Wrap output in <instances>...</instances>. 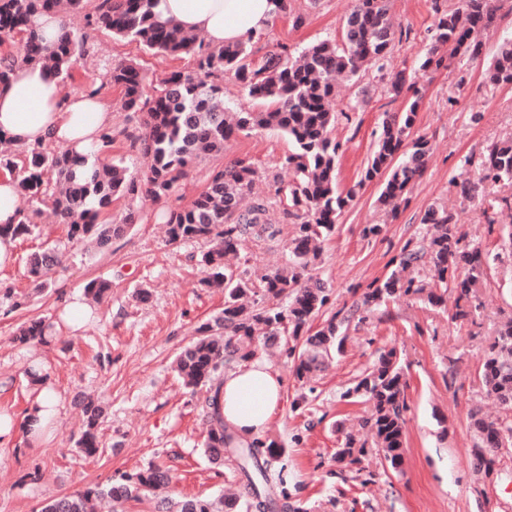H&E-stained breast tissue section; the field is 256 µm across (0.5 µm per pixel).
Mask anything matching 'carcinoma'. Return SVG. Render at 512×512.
<instances>
[{
  "mask_svg": "<svg viewBox=\"0 0 512 512\" xmlns=\"http://www.w3.org/2000/svg\"><path fill=\"white\" fill-rule=\"evenodd\" d=\"M60 0H0V44L19 38L14 53L0 55V83L19 64L41 63L64 79L78 59L86 54V41L64 27L51 46L42 44L37 16L59 9ZM88 0H67L66 9L85 12L90 28H104L129 38L145 50L172 56L197 58L195 74L173 71L160 79L154 94L144 93L140 68L120 63L107 71L109 84L120 90L121 106L141 114L140 133L133 145L152 158L149 173L138 177L122 158L99 161L112 147V130L102 131L94 161L68 150H55L37 143L16 155L0 157V169L18 183L20 194L32 204L51 202L66 231L67 242L91 240L103 251L142 219L139 202L151 200L166 205L181 181L197 164L224 152V142L236 133L255 129L279 132L293 149L283 165L293 171L288 186L277 182L268 192L243 208L241 198L251 191L259 171L250 157H240L215 169L202 190L185 206L167 213V237L171 244L204 241L208 250L200 262L207 269L204 285L224 290V307L200 325L197 336L176 357V372L187 388H207V431L204 455L215 465L231 456L237 463L238 481L244 493L218 499L189 498L157 504L156 512H301L288 504L284 488L283 448L274 439L257 440L238 448L224 426L217 404L224 370L247 361L270 343H279L300 381L342 355L349 324L361 310L401 297H419L434 306L443 305L448 292L455 301H468L483 287L488 262L481 250L460 247V237L446 209H427L420 223L427 231L408 240L390 262L391 271L375 280L360 300L336 311L318 328L312 325L328 305L331 288L316 272L321 243L336 229L337 217L351 204L364 182L383 178L378 203L398 211L412 186L422 178L429 153L424 137L408 141L427 87L414 76L400 73L391 86L396 97L405 99L399 112H385L375 146L361 181L349 188L337 184L336 168L342 144L333 137L337 121L330 111L338 76L355 78L364 65L382 71L391 60L395 33L389 18V0H356L345 20L341 42L320 40L298 49L278 42L261 57H255L262 35L235 45L213 47L193 36L173 20H162L153 11L154 0H97L86 11ZM500 0H462L454 10L437 13L429 48L420 66L434 72L459 54L475 57L481 49V33L496 19ZM232 74L248 95L263 109L235 110L224 103V74ZM489 80L512 85V42L503 44L488 70ZM492 182L512 185V138L487 149L477 181L459 185L470 196L477 186ZM116 199L125 200L119 221L101 224L100 215ZM273 204L294 219L292 237L285 244L288 260L282 267L251 272L226 261L246 239L277 242L281 230L269 223ZM38 210H19L18 223L1 224L0 234L28 236L36 229ZM62 265L60 244L49 243L28 260V274L37 291L51 287L52 274ZM112 288L105 279L87 283V296L100 302ZM53 326L32 319L16 332L21 343H45ZM479 376L486 397L500 414L489 419L470 414L477 470L488 475L503 448L512 447V318L501 322L484 350ZM404 367L393 349L381 352L372 367L351 388L347 399L371 404L360 428L374 438L383 462V473L399 472L406 443V391ZM103 408L92 401L84 405V429L76 442L87 456L97 454V436ZM365 452L352 434L344 436L335 458L356 464ZM171 469L164 464L124 473L104 485L62 494L45 502L38 512H94L96 502L112 503V512H123L124 504L170 486Z\"/></svg>",
  "mask_w": 512,
  "mask_h": 512,
  "instance_id": "obj_1",
  "label": "carcinoma"
}]
</instances>
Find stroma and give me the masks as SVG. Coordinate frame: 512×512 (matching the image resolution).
<instances>
[{
    "label": "stroma",
    "instance_id": "obj_1",
    "mask_svg": "<svg viewBox=\"0 0 512 512\" xmlns=\"http://www.w3.org/2000/svg\"><path fill=\"white\" fill-rule=\"evenodd\" d=\"M292 5L303 15V25L293 26L286 17L274 20L259 43L261 49L279 42L302 48L319 40H340L355 0H293ZM458 5L459 0H390L396 39L384 76L369 71L358 82L336 81L332 110L340 118L333 134L343 145L338 181L344 187L358 186L359 192L338 217L319 260V272L332 287L328 312L350 305L357 291L385 275L389 260L405 242L425 233L420 218L430 206L452 214L462 244L486 251H496L504 228L512 227V210L499 213L495 224L486 222L480 196L491 193L490 184H483L477 196L460 195L455 188L458 182L476 180L487 148L512 136V85H498L487 77L498 48L512 41V0H502L493 25L483 32L481 55L456 57L433 74L412 129L413 136L429 142L427 169L411 188L408 205L390 217L376 202L381 180L360 181L382 114L403 106L402 99L389 94L390 83L401 70L420 75L437 11ZM69 26L85 36L89 53L62 83L63 93L80 95L90 82L102 83L99 98L108 107L115 136L111 153L125 157L131 170L146 172L149 158L128 140L139 128L140 116L120 107L118 90L105 83L104 67L137 62L149 93L164 74L196 72L195 57L152 54L134 41L87 27L80 14L70 17ZM291 149L288 138L274 131L232 137L223 155L202 161L176 189L167 208L186 205L213 169L241 156L260 167L256 190L273 181L288 184L293 173L281 160ZM165 210L143 202L142 223L114 239L108 250L67 243L52 289L36 294L26 276L28 255L65 237L62 225L41 215L35 233L18 239L13 266L0 270V412L22 415L31 400L24 372L36 358L63 404L40 444H26L19 435L0 446V512H36L46 500L153 462L174 468L169 494L176 500L215 497L234 483V461L217 468L202 454L204 391L185 388L173 369L177 352L223 307L224 294L202 283L203 242L167 243ZM369 224L381 225V233L363 237L361 230ZM94 279L111 281L112 292L94 317L72 328L60 316L62 303L83 295ZM139 288L148 289V302L135 299ZM476 300L481 309L473 322L455 319L454 300L435 307L404 298L362 323H351L344 355L295 412L290 403L304 395L303 389L286 358L273 357L285 393L270 434L284 450L288 492L308 512H512V449L499 454L491 475L478 474L468 427L473 409L492 418L498 414L485 396L478 368L498 322L512 317V273L491 266ZM31 317L53 324L54 341H13L16 326ZM391 348L408 366L403 471L384 475L371 444L359 464L338 467L333 455L344 433L357 431L368 411L366 403L350 402L344 393L379 351ZM87 398L106 409L99 427L101 448L91 457L76 446L83 427L81 403Z\"/></svg>",
    "mask_w": 512,
    "mask_h": 512
}]
</instances>
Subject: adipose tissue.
Returning a JSON list of instances; mask_svg holds the SVG:
<instances>
[{"instance_id": "1", "label": "adipose tissue", "mask_w": 512, "mask_h": 512, "mask_svg": "<svg viewBox=\"0 0 512 512\" xmlns=\"http://www.w3.org/2000/svg\"><path fill=\"white\" fill-rule=\"evenodd\" d=\"M154 11L192 31L203 32L215 47L232 45L265 31L274 21V0H157ZM107 122L101 102L77 96L63 98L54 71L39 65L16 68L0 84V134L20 145L53 142L88 154ZM284 381L279 370L261 356L224 372L219 405L224 422L239 445H247L268 429L279 406ZM27 415V439L40 443L48 420L59 413L60 397L51 382L36 388Z\"/></svg>"}]
</instances>
